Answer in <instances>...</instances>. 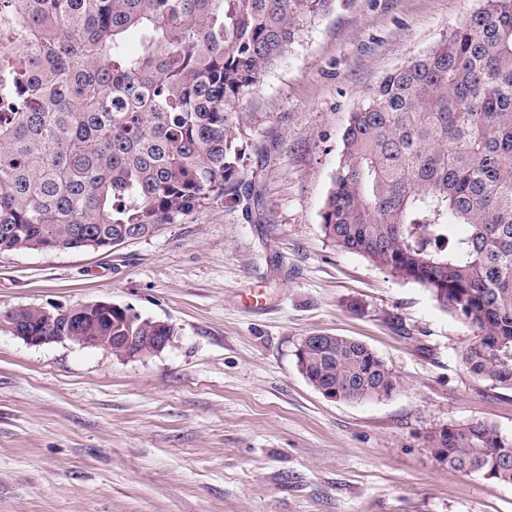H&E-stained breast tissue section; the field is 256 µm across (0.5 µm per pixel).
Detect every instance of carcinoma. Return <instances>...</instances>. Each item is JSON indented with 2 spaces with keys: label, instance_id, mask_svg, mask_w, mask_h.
I'll return each mask as SVG.
<instances>
[{
  "label": "carcinoma",
  "instance_id": "obj_1",
  "mask_svg": "<svg viewBox=\"0 0 512 512\" xmlns=\"http://www.w3.org/2000/svg\"><path fill=\"white\" fill-rule=\"evenodd\" d=\"M335 2L0 0V253L145 239L236 195L237 104ZM321 223L430 290L477 332L467 370L512 390V0H482L371 90L341 134ZM132 335L174 327L139 316ZM320 340L297 354L315 388L348 402L400 390L365 344ZM426 442L441 463L512 484V436L491 423Z\"/></svg>",
  "mask_w": 512,
  "mask_h": 512
}]
</instances>
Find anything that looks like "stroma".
Listing matches in <instances>:
<instances>
[{
	"mask_svg": "<svg viewBox=\"0 0 512 512\" xmlns=\"http://www.w3.org/2000/svg\"><path fill=\"white\" fill-rule=\"evenodd\" d=\"M480 4L337 0L308 24L236 107L259 203L219 197L109 251L0 254V315L110 301L175 329L135 357L0 329V512H512V484L426 446L475 420L512 434V391L462 364L474 331L320 223L351 114ZM318 334L365 343L401 389L324 399L296 358Z\"/></svg>",
	"mask_w": 512,
	"mask_h": 512,
	"instance_id": "obj_1",
	"label": "stroma"
}]
</instances>
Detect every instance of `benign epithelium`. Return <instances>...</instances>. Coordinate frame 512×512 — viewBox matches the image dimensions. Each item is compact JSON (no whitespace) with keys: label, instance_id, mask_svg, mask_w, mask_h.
Masks as SVG:
<instances>
[{"label":"benign epithelium","instance_id":"obj_1","mask_svg":"<svg viewBox=\"0 0 512 512\" xmlns=\"http://www.w3.org/2000/svg\"><path fill=\"white\" fill-rule=\"evenodd\" d=\"M111 302L77 304L69 307H35L36 317L42 319V332H34L26 322L7 325L31 345L70 341L84 347L102 349L108 353L132 349L131 336H114Z\"/></svg>","mask_w":512,"mask_h":512}]
</instances>
